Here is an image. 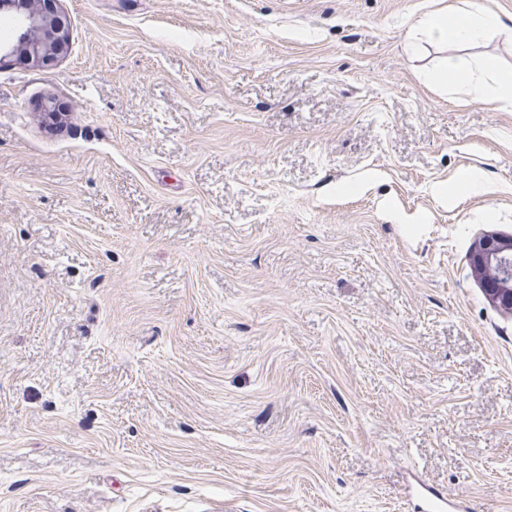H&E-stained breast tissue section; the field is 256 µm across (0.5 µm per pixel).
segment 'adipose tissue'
<instances>
[{
	"label": "adipose tissue",
	"mask_w": 512,
	"mask_h": 512,
	"mask_svg": "<svg viewBox=\"0 0 512 512\" xmlns=\"http://www.w3.org/2000/svg\"><path fill=\"white\" fill-rule=\"evenodd\" d=\"M417 30L440 43L456 46L457 52L446 57L429 77L437 86H456L466 89L471 99H479L485 92V81H492L499 96L512 104V70L501 69L489 57L462 61L460 53L489 31L512 35V21L482 10L476 0H462L460 6L426 13L419 18Z\"/></svg>",
	"instance_id": "obj_1"
}]
</instances>
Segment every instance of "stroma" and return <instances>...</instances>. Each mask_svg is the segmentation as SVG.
<instances>
[{
  "instance_id": "35a3bbf8",
  "label": "stroma",
  "mask_w": 512,
  "mask_h": 512,
  "mask_svg": "<svg viewBox=\"0 0 512 512\" xmlns=\"http://www.w3.org/2000/svg\"><path fill=\"white\" fill-rule=\"evenodd\" d=\"M452 0H60L0 69V512H512V107ZM1 0L0 14L15 16L17 26L10 41H0V63L22 57L33 65L49 63L69 49L68 23L58 0ZM463 5L426 13L417 21L416 29L440 43H451L458 51L479 40L489 31L512 35V21L482 10L476 1L460 0ZM486 78L492 81L499 96L512 105V70L501 69L490 57H480L465 63L459 55H450L429 76L434 85H452L467 89L473 100L484 95ZM512 256V237L489 235L483 237L475 245L470 255V266L485 288L487 297L498 306L512 310V286L509 275L502 281H491L485 272L496 266H501L504 261ZM512 261V258H511Z\"/></svg>"
}]
</instances>
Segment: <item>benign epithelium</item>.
Wrapping results in <instances>:
<instances>
[{"label":"benign epithelium","instance_id":"benign-epithelium-1","mask_svg":"<svg viewBox=\"0 0 512 512\" xmlns=\"http://www.w3.org/2000/svg\"><path fill=\"white\" fill-rule=\"evenodd\" d=\"M58 0L46 4L44 0H0V14L15 16L14 37L0 41V63L17 57L33 65L49 63L66 55L69 49L68 23L57 7ZM512 257V237L489 235L475 245L470 255V266L485 288L487 297L498 306L512 310V278L504 275L502 281H492L485 272Z\"/></svg>","mask_w":512,"mask_h":512}]
</instances>
